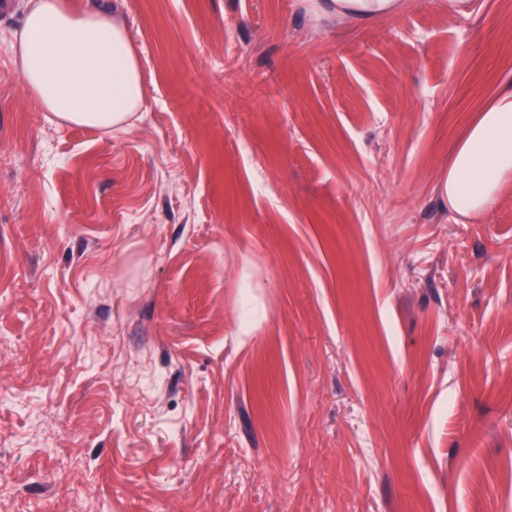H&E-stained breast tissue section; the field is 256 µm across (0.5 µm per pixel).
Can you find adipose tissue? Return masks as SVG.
<instances>
[{
  "label": "adipose tissue",
  "instance_id": "1",
  "mask_svg": "<svg viewBox=\"0 0 512 512\" xmlns=\"http://www.w3.org/2000/svg\"><path fill=\"white\" fill-rule=\"evenodd\" d=\"M405 0H320L318 10L352 23L401 9ZM16 65L45 111L68 124L123 126L144 96L139 58L121 21L101 9L76 11L68 0H28L16 35ZM512 176V88L480 112L448 168V205L477 219Z\"/></svg>",
  "mask_w": 512,
  "mask_h": 512
}]
</instances>
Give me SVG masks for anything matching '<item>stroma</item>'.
I'll return each instance as SVG.
<instances>
[{
  "mask_svg": "<svg viewBox=\"0 0 512 512\" xmlns=\"http://www.w3.org/2000/svg\"><path fill=\"white\" fill-rule=\"evenodd\" d=\"M109 131L24 86L0 0V512H512V180L444 194L512 0H70ZM319 12L327 17L344 19L351 23L368 22L390 15L405 5L404 0H314Z\"/></svg>",
  "mask_w": 512,
  "mask_h": 512,
  "instance_id": "obj_1",
  "label": "stroma"
}]
</instances>
